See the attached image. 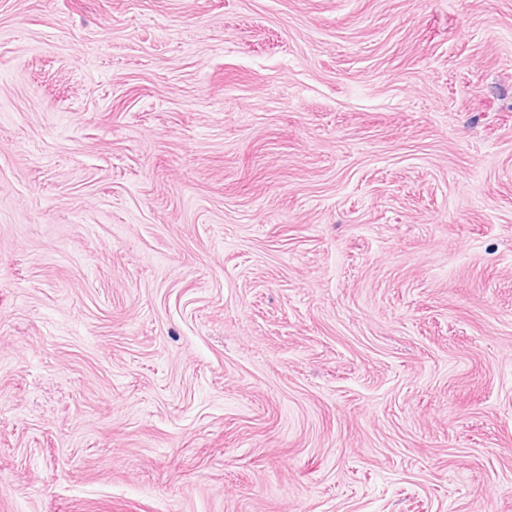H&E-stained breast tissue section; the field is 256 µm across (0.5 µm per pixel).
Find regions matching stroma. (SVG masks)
<instances>
[{
    "mask_svg": "<svg viewBox=\"0 0 512 512\" xmlns=\"http://www.w3.org/2000/svg\"><path fill=\"white\" fill-rule=\"evenodd\" d=\"M0 512H512V0H0Z\"/></svg>",
    "mask_w": 512,
    "mask_h": 512,
    "instance_id": "stroma-1",
    "label": "stroma"
}]
</instances>
